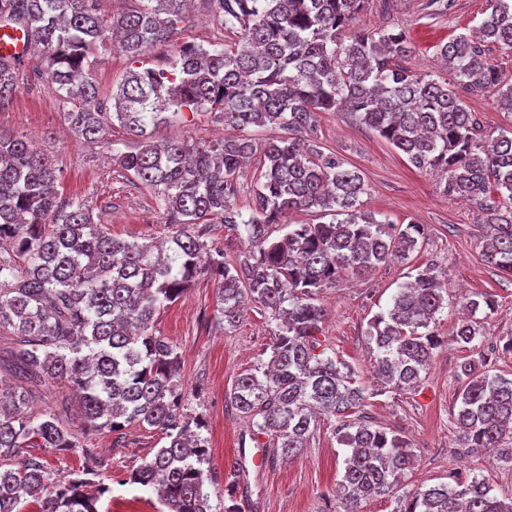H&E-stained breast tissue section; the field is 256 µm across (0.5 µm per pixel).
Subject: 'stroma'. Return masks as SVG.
I'll return each mask as SVG.
<instances>
[{"instance_id":"obj_1","label":"stroma","mask_w":512,"mask_h":512,"mask_svg":"<svg viewBox=\"0 0 512 512\" xmlns=\"http://www.w3.org/2000/svg\"><path fill=\"white\" fill-rule=\"evenodd\" d=\"M427 3L398 0L387 11L378 0H370L354 24L365 30H404L414 46L408 67L446 79L450 73L437 60L434 44L474 33L489 14L490 2L449 0L442 15L430 14ZM211 31L209 5L206 0H193L172 42L151 49L144 62L149 67L160 64L184 43L207 44ZM19 85L10 106L0 110V129L29 137L53 157L63 174V199L87 201L95 219L112 237L140 242L168 240L175 227L168 224L153 190L106 161L101 149L81 144L68 132L54 86L48 85L32 64L24 65ZM224 134L222 122L205 112L174 117L158 132L168 140L198 141ZM315 140L323 151L336 153L362 176L366 192L360 197L361 211L380 221L425 228L422 247L408 260L345 281L327 289L322 298L327 309L322 329L329 346L378 391L365 409L369 420L400 431L412 444L416 467L404 479L401 495H412L422 485L473 476L484 478L496 493L512 494V471L500 468L484 450L461 448L456 442L453 409L460 388L457 372L459 364L471 358V349L447 341L437 350L418 388L383 392L366 339L373 316L391 305L399 286L416 268L431 263L446 271L449 295L436 332L447 339L460 317L461 294L490 293L496 309L486 323L484 352L495 372L512 374V350L505 348L512 338V278L482 260L486 229L476 209L446 195L433 171L414 168L405 155L348 112L321 113ZM154 326L157 335L172 344L180 357L181 410L199 423L198 433L207 442L203 467L218 478L217 484L205 487L212 512H224L225 505L233 500L244 512H337L336 485L344 472L347 451L337 442L335 420L319 422L306 447L286 462H253L254 448L239 446L247 425L228 407L227 393L240 374L254 371L269 358L267 349L276 325L262 307L249 304L238 323H222L214 286L202 277L181 299L161 310ZM31 389L35 411L71 416V430L81 433L82 443L99 458L93 480L107 488L99 503L101 512H159L155 493L129 483L128 478L164 445L160 431L135 424L120 433L101 430L85 434L74 417L78 405L70 384L35 383ZM241 452L248 459V474L238 478L231 471V463Z\"/></svg>"}]
</instances>
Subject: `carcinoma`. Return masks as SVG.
I'll return each mask as SVG.
<instances>
[{
    "label": "carcinoma",
    "instance_id": "carcinoma-1",
    "mask_svg": "<svg viewBox=\"0 0 512 512\" xmlns=\"http://www.w3.org/2000/svg\"><path fill=\"white\" fill-rule=\"evenodd\" d=\"M208 2L210 48H178L158 68L128 71L105 112L93 72L106 39L116 36L138 61L171 41L186 0H147L108 19L96 12V0H0V20L21 22L46 79L69 105L63 115L71 131L105 147L114 125L134 137L137 148L112 154L113 164L157 191L169 223L179 226L164 249L112 237L85 200L61 201V175L48 154L0 129V332L15 337L12 374L27 383L74 384L86 428L161 431L166 443L128 482L155 490L164 512H212L204 485L213 476L201 468L206 443L180 410L179 356L154 329L156 314L205 274L227 324L236 323L246 295L277 323L267 363L239 375L228 394L250 423L241 447L249 440L268 460L291 458L324 415L336 420L337 442L349 452L341 512H361L376 498L395 500V512H512V496L499 498L476 476L399 494L414 451L401 434L366 420L368 389L318 337L325 308L317 297L346 276L408 259L425 230L362 215V177L313 139L319 114L344 108L412 166L441 173L444 192L482 216L484 261L512 277V130L487 134L463 101L465 93L492 92L512 112V78L485 51L490 42L512 52V0H493L479 36L459 34L436 47L454 73L451 84L404 65L413 53L404 31L353 29L367 0ZM23 65L0 62V109L19 92ZM170 108L174 116L185 108L210 112L239 131H284L264 145L248 217L232 200L255 152L252 139L158 140ZM312 209L331 220L288 224L273 237L280 217ZM199 224L243 225L249 255L225 260L194 231ZM444 292L425 267L373 317L368 341L383 384L418 387L443 344L433 325L448 306ZM464 308L450 341L474 348L485 338L477 313H492L495 304L480 293L465 298ZM458 379L461 447L484 448L512 470V377L491 372L480 357L460 363ZM31 398L23 386L0 385L1 459L25 448L91 457L54 414L27 411ZM107 491L91 489L86 478L53 477L33 455L0 470V512H22L29 500L38 512H99Z\"/></svg>",
    "mask_w": 512,
    "mask_h": 512
}]
</instances>
